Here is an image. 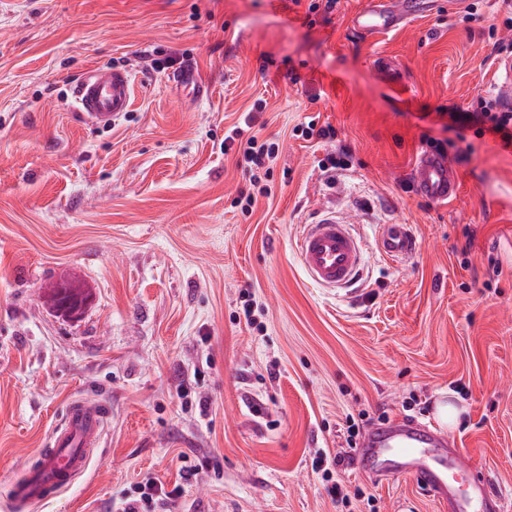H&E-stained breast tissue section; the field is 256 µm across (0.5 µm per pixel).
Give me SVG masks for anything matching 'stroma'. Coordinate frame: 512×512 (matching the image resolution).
Returning <instances> with one entry per match:
<instances>
[{
	"label": "stroma",
	"mask_w": 512,
	"mask_h": 512,
	"mask_svg": "<svg viewBox=\"0 0 512 512\" xmlns=\"http://www.w3.org/2000/svg\"><path fill=\"white\" fill-rule=\"evenodd\" d=\"M311 0H8L0 6V508L20 464L68 403L103 400L108 427L87 473L37 512H109L146 477L203 478L177 512H446L411 477L377 483L349 467L332 501L318 453L379 416L433 430L463 407L457 448L512 492V149L450 127L495 87L487 16L448 0L406 28L366 37ZM128 70L132 105L97 128L74 110L87 69ZM193 66L195 100L171 74ZM278 143L270 196L233 200L241 158L224 133L256 100ZM332 126L335 140L296 128ZM459 199L432 202L411 169L431 144ZM346 149L342 167L324 170ZM327 210L366 243L352 290L313 285L297 257ZM412 225L421 251L387 259L381 225ZM70 281L92 302L75 322L46 291ZM249 290L254 324L239 320ZM194 381L208 416L184 407Z\"/></svg>",
	"instance_id": "35a3bbf8"
}]
</instances>
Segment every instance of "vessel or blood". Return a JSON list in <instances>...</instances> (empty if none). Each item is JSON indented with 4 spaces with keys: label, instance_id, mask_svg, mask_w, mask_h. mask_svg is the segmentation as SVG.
<instances>
[{
    "label": "vessel or blood",
    "instance_id": "vessel-or-blood-1",
    "mask_svg": "<svg viewBox=\"0 0 512 512\" xmlns=\"http://www.w3.org/2000/svg\"><path fill=\"white\" fill-rule=\"evenodd\" d=\"M420 13L417 0H368L348 18L351 30L364 36L387 34L406 27ZM498 91L512 105V56L497 61ZM132 76L128 70L98 66L81 74L75 83L76 110L95 125L114 123L130 107ZM413 181L418 192L435 202L457 198L459 186L449 161L431 152L416 160ZM378 246L388 257L413 255L420 244L407 224L382 225ZM365 243L351 233L346 220L327 212L309 224L298 240L299 262L310 282L321 288L350 284L363 260ZM108 411L103 402L72 400L51 432L47 446L27 461L10 490L15 512H29L66 490L82 477L99 448ZM367 464L373 478L411 476L448 512H505L502 500L484 479L470 483L460 495L455 475L464 464L453 439L436 436L408 422H392L368 431L355 456Z\"/></svg>",
    "mask_w": 512,
    "mask_h": 512
}]
</instances>
